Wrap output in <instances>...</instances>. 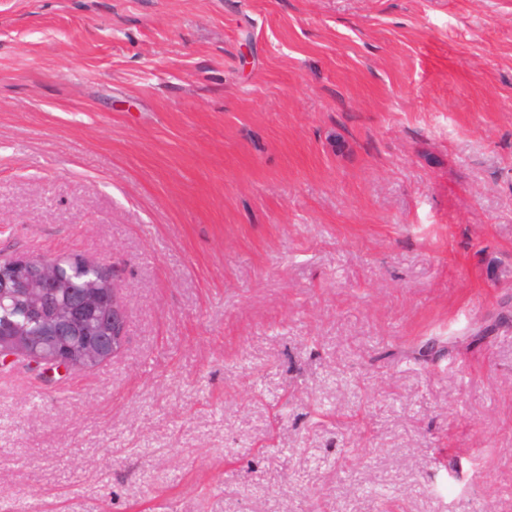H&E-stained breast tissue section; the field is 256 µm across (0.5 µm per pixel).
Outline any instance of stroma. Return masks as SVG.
I'll return each instance as SVG.
<instances>
[{
  "instance_id": "1",
  "label": "stroma",
  "mask_w": 512,
  "mask_h": 512,
  "mask_svg": "<svg viewBox=\"0 0 512 512\" xmlns=\"http://www.w3.org/2000/svg\"><path fill=\"white\" fill-rule=\"evenodd\" d=\"M126 287L0 368L13 512H512V0H0V259ZM86 293L70 298L65 310L44 321L42 342L33 347L0 346V366L11 364L22 358L32 370L45 378H53L61 369L85 368L92 363H101L114 356L122 347L125 338V310L121 287L117 283L110 288H93ZM112 296V339L96 336L91 316L106 307ZM76 341L79 350L69 343ZM13 346V347H12ZM58 349V350H57Z\"/></svg>"
}]
</instances>
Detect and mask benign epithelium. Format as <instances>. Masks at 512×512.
I'll use <instances>...</instances> for the list:
<instances>
[{
    "mask_svg": "<svg viewBox=\"0 0 512 512\" xmlns=\"http://www.w3.org/2000/svg\"><path fill=\"white\" fill-rule=\"evenodd\" d=\"M58 258L17 255L0 260V303L13 292L25 299L29 310L39 308L44 292L66 293L67 281L57 273ZM125 310L121 287L97 288L70 298L65 310L44 321L37 346H0V366L22 358L32 370L51 378L62 369L85 368L114 356L125 338Z\"/></svg>",
    "mask_w": 512,
    "mask_h": 512,
    "instance_id": "obj_1",
    "label": "benign epithelium"
}]
</instances>
